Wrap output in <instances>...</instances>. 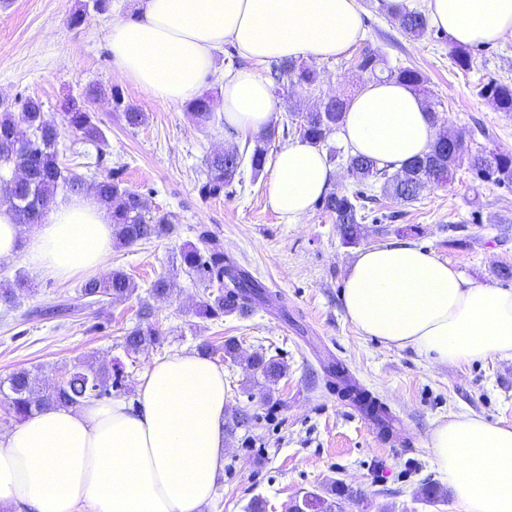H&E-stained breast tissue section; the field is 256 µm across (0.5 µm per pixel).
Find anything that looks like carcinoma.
<instances>
[{"label":"carcinoma","mask_w":512,"mask_h":512,"mask_svg":"<svg viewBox=\"0 0 512 512\" xmlns=\"http://www.w3.org/2000/svg\"><path fill=\"white\" fill-rule=\"evenodd\" d=\"M380 8L391 13L400 27L413 37L427 32V18L417 9L401 3H380ZM355 68L377 81H395L414 89L424 100H429L426 79L413 68L385 69L381 59L370 49L363 50L356 59ZM275 86L285 85L314 87L319 80L315 65L297 61H281L273 65ZM479 96L493 101L502 112H512V84L490 78L477 88ZM112 105L130 128L144 125L146 113L125 102L121 91H111ZM213 96L195 98L188 109L201 125L218 122ZM345 115L343 100L332 97L300 116L299 134L307 143H323L330 131L342 123ZM64 125L80 138L97 148L102 157L107 136L95 113L88 106L72 100L63 115ZM59 125L44 117L42 102L35 97L23 101L22 112L0 113V206L12 212L16 223L37 224L46 214L58 192L80 194L91 191L100 203L112 210V242L127 248L154 238L168 236L176 231L175 216L152 207L145 194L127 187L120 174L109 171L91 181L77 174L60 160L58 143ZM275 138V127L270 125L254 140L250 152V167L254 174L263 171L269 146ZM244 155L238 152L215 153L208 159L207 180L201 194L217 196L224 192L241 167ZM467 162L472 174L481 182L512 184V155L482 150L471 153L458 141V136L441 129L435 132L430 149L405 167L410 174L407 182L398 180L396 174L380 167L376 161L363 156L351 155L348 172L355 188L338 191L330 188L317 201L321 210L332 216L338 225L343 244L355 246L362 238L361 220L367 204L375 201L368 194L369 187L380 182L382 190L396 200L410 202L418 199L430 185L443 183L451 178L452 171ZM198 244H190L180 252V269L194 280L205 285L198 312L210 318L241 311L250 301L268 296L265 286L247 271L238 267L224 253L222 240L206 225L195 228ZM33 289L31 281L21 272L12 281L0 284V303L10 308L16 306L19 293ZM137 285L121 270H114L102 279L86 280L77 289L76 299L84 305H95L106 299L116 302L130 298ZM75 305L61 302L37 309L34 314L44 319L69 316ZM161 331L151 325H137L125 333L124 348L136 353L142 348L159 343ZM254 369L270 382L277 381L286 373L284 364L267 359L260 354L251 358ZM38 376L30 370L13 373L0 383V401L15 418L23 420L34 412L54 406H76L85 401L112 397V389L119 387L118 378L112 377V363L99 364L75 362L65 371V379L41 391L37 389ZM343 386L356 388V402L365 403V413L380 418L384 407L375 401H366L365 391L349 380ZM336 499L328 501L316 494H309L314 512H342V503L354 496L349 488H335Z\"/></svg>","instance_id":"1"}]
</instances>
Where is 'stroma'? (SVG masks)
I'll return each mask as SVG.
<instances>
[{
	"instance_id": "1",
	"label": "stroma",
	"mask_w": 512,
	"mask_h": 512,
	"mask_svg": "<svg viewBox=\"0 0 512 512\" xmlns=\"http://www.w3.org/2000/svg\"><path fill=\"white\" fill-rule=\"evenodd\" d=\"M84 2L0 0V103L15 112L18 99L39 98L46 117L57 122L71 100L82 99L89 86L101 87L102 96L89 107L107 132L105 168L120 170L126 186L174 214L176 231L113 249L105 272L122 270L142 288L125 301L66 319L38 318L34 309L74 299L82 281L33 277L34 290L19 308L0 305V380L25 368L49 387L74 362L110 361L120 369L119 397L130 399L148 362L204 341L220 346L231 339L238 351L223 361L224 475L211 512H251L256 498L264 512H291L306 493L330 497L336 482L355 493L344 501V512H463L436 469L429 435L451 414H477L512 426V359L451 367L363 338L340 294L360 247L392 238L414 241L475 282L512 286V187L474 180L464 166L413 202L387 198L373 186L378 200L366 212L357 248L343 244L334 218L319 206L299 223H286L271 202L272 160L299 141V113L330 96L351 99L367 85L350 53L317 61L315 89L294 86L275 95L277 134L261 174L242 165L223 193L202 198L207 158L243 148L245 135H226L220 124L200 127L186 106L160 103L113 70L105 32L112 20L134 15L138 0H110L107 12H91L74 23ZM379 3L360 0L361 47L376 50L388 67L419 70L438 103L441 125L471 151L512 154V113L498 110L476 90L490 76L512 82V34L470 47L473 66L466 70L455 64V44L446 33L432 27L410 38ZM113 87L146 112L145 125L131 129L120 120L108 95ZM200 224L272 292L275 305L256 301L243 314L197 315L204 287L180 271L176 259L195 242ZM163 275L173 283L170 295L148 296L149 285ZM145 303L163 343L130 353L123 336L138 323ZM256 354L282 362L286 375L267 382L248 365ZM333 362L391 411L392 430L380 432L339 392L326 372ZM431 484L443 493L433 505L421 499L422 487Z\"/></svg>"
}]
</instances>
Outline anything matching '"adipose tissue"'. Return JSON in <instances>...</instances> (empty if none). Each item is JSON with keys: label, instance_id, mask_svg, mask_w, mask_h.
<instances>
[{"label": "adipose tissue", "instance_id": "ef3b65f1", "mask_svg": "<svg viewBox=\"0 0 512 512\" xmlns=\"http://www.w3.org/2000/svg\"><path fill=\"white\" fill-rule=\"evenodd\" d=\"M431 24L457 44L512 33V0H429ZM362 37L358 0H139L109 25L113 69L169 105L197 97L225 44L255 61L346 55ZM224 126L258 133L270 123L269 82L242 68L219 88ZM432 119L421 98L390 81L349 102L341 138L352 153L402 168L428 151ZM322 150L294 142L277 155L271 202L288 223L328 189ZM112 213L90 193L59 196L23 230L0 208V261L67 281L102 269ZM363 337L462 366L512 359V287L466 278L409 241L362 250L341 291ZM224 370L195 352L152 362L135 401L90 400L38 411L0 436V506L8 512H203L224 472ZM429 446L464 512H512V427L478 415L439 421Z\"/></svg>", "mask_w": 512, "mask_h": 512}]
</instances>
